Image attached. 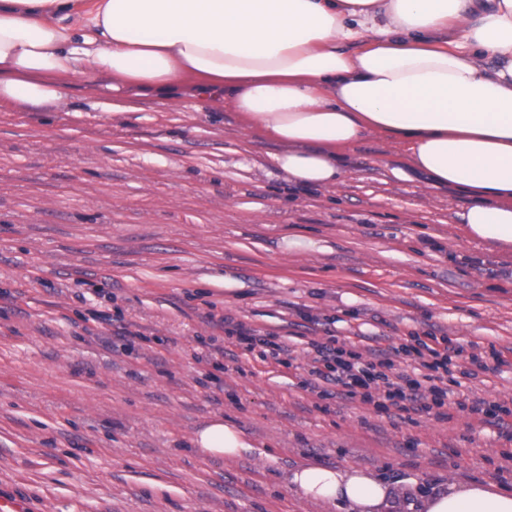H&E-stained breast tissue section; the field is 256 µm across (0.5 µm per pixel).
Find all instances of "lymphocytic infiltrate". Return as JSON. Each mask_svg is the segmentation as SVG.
Listing matches in <instances>:
<instances>
[{
  "instance_id": "f902f5d3",
  "label": "lymphocytic infiltrate",
  "mask_w": 512,
  "mask_h": 512,
  "mask_svg": "<svg viewBox=\"0 0 512 512\" xmlns=\"http://www.w3.org/2000/svg\"><path fill=\"white\" fill-rule=\"evenodd\" d=\"M311 347L314 356L309 373L324 382L322 397H331L332 386L338 385L345 398L359 400L379 412L392 407L404 412L416 408L441 419L444 406L453 403L496 427L503 426L506 417L512 415L511 407L498 402L479 398L452 401V392L444 383L453 364L452 350L439 342L413 335L406 343L373 351L368 359L355 345L338 343L333 337L324 343L312 342ZM398 358L418 363V370L396 369L394 361Z\"/></svg>"
}]
</instances>
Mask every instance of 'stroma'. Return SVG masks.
Listing matches in <instances>:
<instances>
[{"label": "stroma", "instance_id": "stroma-1", "mask_svg": "<svg viewBox=\"0 0 512 512\" xmlns=\"http://www.w3.org/2000/svg\"><path fill=\"white\" fill-rule=\"evenodd\" d=\"M280 149L188 97L79 82L60 106L0 107L1 495L35 512H349L289 487L307 463L372 471L411 502L451 480L512 487V422L378 413L322 399L307 373L313 339L431 333L488 356L455 398L512 408V246L469 240V196L382 136L321 189L289 182ZM228 319L290 363L237 352ZM214 418L248 449L195 448Z\"/></svg>", "mask_w": 512, "mask_h": 512}]
</instances>
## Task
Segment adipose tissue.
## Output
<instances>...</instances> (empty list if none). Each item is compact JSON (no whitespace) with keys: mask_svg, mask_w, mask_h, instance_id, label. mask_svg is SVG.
<instances>
[{"mask_svg":"<svg viewBox=\"0 0 512 512\" xmlns=\"http://www.w3.org/2000/svg\"><path fill=\"white\" fill-rule=\"evenodd\" d=\"M78 77L199 110L223 99L308 187L336 184L341 149L385 135L470 196L468 238L512 245V0H0V105L59 103ZM194 445L231 458L246 443L218 418ZM289 482L353 512L401 506L353 466L307 464ZM419 509L512 512V489L452 480Z\"/></svg>","mask_w":512,"mask_h":512,"instance_id":"obj_1","label":"adipose tissue"}]
</instances>
